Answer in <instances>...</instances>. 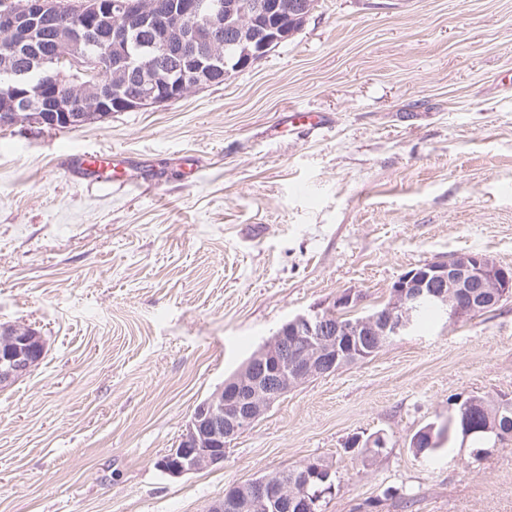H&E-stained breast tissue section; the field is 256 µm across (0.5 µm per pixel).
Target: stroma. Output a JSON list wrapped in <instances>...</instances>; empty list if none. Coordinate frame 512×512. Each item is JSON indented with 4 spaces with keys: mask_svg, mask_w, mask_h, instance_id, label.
Returning a JSON list of instances; mask_svg holds the SVG:
<instances>
[{
    "mask_svg": "<svg viewBox=\"0 0 512 512\" xmlns=\"http://www.w3.org/2000/svg\"><path fill=\"white\" fill-rule=\"evenodd\" d=\"M92 150L126 153L134 185L84 178L73 158ZM461 252L512 267V0H317L224 84L1 130L0 326L46 352L0 389V512H207L313 459L336 474L326 512H512V438L410 448L451 397L512 398V298L301 384L223 464L157 466L289 318L349 289L375 309ZM376 432L387 447L362 462L348 442Z\"/></svg>",
    "mask_w": 512,
    "mask_h": 512,
    "instance_id": "35a3bbf8",
    "label": "stroma"
}]
</instances>
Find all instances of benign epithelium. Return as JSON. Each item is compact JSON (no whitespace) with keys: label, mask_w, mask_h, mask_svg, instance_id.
<instances>
[{"label":"benign epithelium","mask_w":512,"mask_h":512,"mask_svg":"<svg viewBox=\"0 0 512 512\" xmlns=\"http://www.w3.org/2000/svg\"><path fill=\"white\" fill-rule=\"evenodd\" d=\"M312 0H76L66 9L57 0H16L0 10V36L11 51L0 55V70L14 72L12 55L27 45L51 18L67 16L59 28L51 63L36 59L30 69L40 75L42 95L34 100L30 84L18 78L0 93V114L19 121L29 112L31 127L71 129L105 119L116 112L160 107L183 97L189 88L224 83L250 67L277 43L288 38L298 21H306ZM186 18L198 23L187 26ZM147 30L155 38L143 44V60L132 54L135 36ZM248 42L234 60L222 47ZM186 47L175 68L167 62L173 44ZM112 71L104 83L102 70ZM512 297L507 268L486 254L456 253L402 273L391 285L389 302L355 321L339 311L357 305L348 291L333 307L298 314L286 321L256 355L224 385L201 401L175 448L159 460V468L181 477L224 462L230 443L250 429L280 398L301 383L355 364L381 350L415 325L424 302L457 324L474 313L495 309ZM372 336L373 346L354 350L353 339ZM45 354L42 336L28 327H0V388L29 374ZM312 512L306 492L288 487L271 475L253 481L236 502L215 501L208 512Z\"/></svg>","instance_id":"1"}]
</instances>
